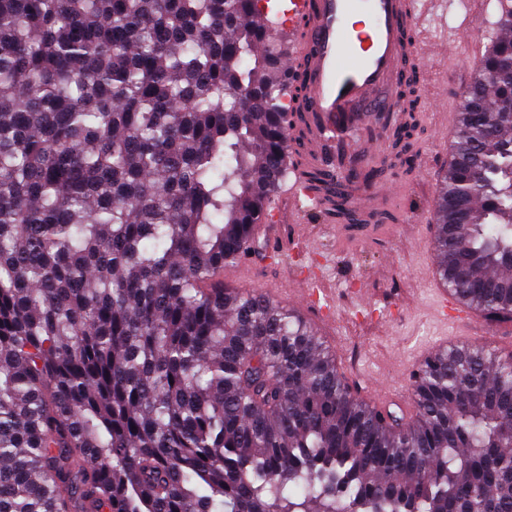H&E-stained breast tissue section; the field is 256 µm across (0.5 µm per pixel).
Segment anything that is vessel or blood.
<instances>
[{
  "instance_id": "vessel-or-blood-1",
  "label": "vessel or blood",
  "mask_w": 512,
  "mask_h": 512,
  "mask_svg": "<svg viewBox=\"0 0 512 512\" xmlns=\"http://www.w3.org/2000/svg\"><path fill=\"white\" fill-rule=\"evenodd\" d=\"M453 4L462 17L451 38H434L431 24H445ZM486 5L487 0H282L276 13L294 48L286 66L299 73L292 87L296 114L288 130L293 177L288 190L264 210L262 223H333L328 192L306 176L318 169L346 190L356 218L344 229L346 243L382 236L383 225L363 223L362 217L370 209H395L405 191L386 169L391 127L408 110L398 92L407 66L447 54L452 44L478 60L483 44L474 31ZM418 95L444 116L439 136L452 143L457 125L448 111L447 82H423ZM270 243L279 257L313 246L300 233L286 242L275 235ZM437 294L438 314L451 310L456 322L468 321L469 309L454 294L443 288ZM301 298L308 307L334 313L333 294L321 279L311 281Z\"/></svg>"
}]
</instances>
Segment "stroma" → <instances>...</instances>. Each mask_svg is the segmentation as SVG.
Masks as SVG:
<instances>
[{"mask_svg": "<svg viewBox=\"0 0 512 512\" xmlns=\"http://www.w3.org/2000/svg\"><path fill=\"white\" fill-rule=\"evenodd\" d=\"M412 104L422 113L413 122L411 146L423 149L426 159L417 167H391L389 176L411 184L403 210L387 222L389 238L346 251L328 240L329 255L323 280L336 293V331L325 339L350 387L369 396L372 386L411 397L410 375L443 338L459 335L453 320L435 313V295L429 278L436 230L429 216L435 189L429 181L436 166L447 164L435 143L437 115L427 112L419 96ZM251 276L248 287L282 306L299 289L287 268L243 261Z\"/></svg>", "mask_w": 512, "mask_h": 512, "instance_id": "1", "label": "stroma"}]
</instances>
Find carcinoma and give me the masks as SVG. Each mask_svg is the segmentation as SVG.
I'll return each instance as SVG.
<instances>
[{"instance_id": "cac0c4a2", "label": "carcinoma", "mask_w": 512, "mask_h": 512, "mask_svg": "<svg viewBox=\"0 0 512 512\" xmlns=\"http://www.w3.org/2000/svg\"><path fill=\"white\" fill-rule=\"evenodd\" d=\"M259 11L0 0V512H512V353H433L406 423L295 310L224 286L266 259L255 221L288 175ZM498 29L433 199L438 275L492 326L512 322L511 6Z\"/></svg>"}]
</instances>
